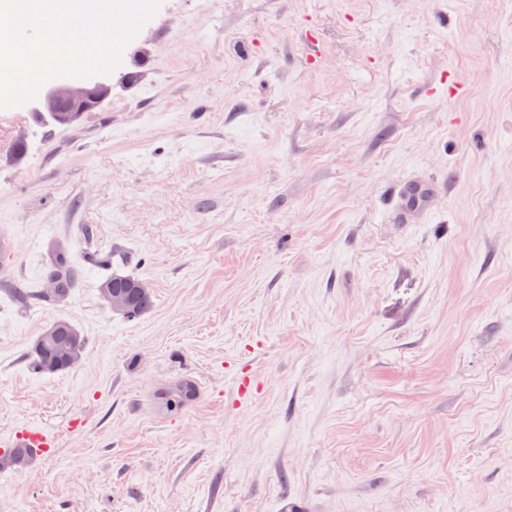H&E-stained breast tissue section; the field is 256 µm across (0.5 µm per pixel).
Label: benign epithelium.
Listing matches in <instances>:
<instances>
[{"instance_id": "benign-epithelium-1", "label": "benign epithelium", "mask_w": 512, "mask_h": 512, "mask_svg": "<svg viewBox=\"0 0 512 512\" xmlns=\"http://www.w3.org/2000/svg\"><path fill=\"white\" fill-rule=\"evenodd\" d=\"M102 79L101 75L63 81L52 79L41 87L40 95L36 98L37 105L31 110L45 112L50 119L59 123L69 122L98 105ZM150 290L146 281L115 286L103 290L102 300L112 308L113 314L130 318L135 314L137 299ZM64 335L65 328L52 323L45 328L44 335L36 345L44 366L50 370L71 368L82 360L84 347L78 346L75 337L61 341Z\"/></svg>"}]
</instances>
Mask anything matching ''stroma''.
I'll return each mask as SVG.
<instances>
[{"instance_id":"obj_1","label":"stroma","mask_w":512,"mask_h":512,"mask_svg":"<svg viewBox=\"0 0 512 512\" xmlns=\"http://www.w3.org/2000/svg\"><path fill=\"white\" fill-rule=\"evenodd\" d=\"M9 112L7 278L36 286L56 240L82 263L84 225L155 306L112 314L89 266L61 305L0 294V451L52 438L0 470V512H512L498 0H161L98 107ZM413 171L446 194L393 223ZM58 320L83 359L36 374ZM195 393V386L190 381H180L159 390L156 398L169 412L179 411Z\"/></svg>"}]
</instances>
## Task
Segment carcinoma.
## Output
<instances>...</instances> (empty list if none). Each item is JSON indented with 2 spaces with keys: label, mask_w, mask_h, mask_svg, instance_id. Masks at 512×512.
I'll return each instance as SVG.
<instances>
[{
  "label": "carcinoma",
  "mask_w": 512,
  "mask_h": 512,
  "mask_svg": "<svg viewBox=\"0 0 512 512\" xmlns=\"http://www.w3.org/2000/svg\"><path fill=\"white\" fill-rule=\"evenodd\" d=\"M86 245L85 263L101 272L97 288H103L113 283L136 282L139 277L120 275L112 272V252L104 253L96 248L91 231L82 230ZM55 281V291L47 293L43 288H29L25 283L16 280L0 282V289L7 292L15 301L26 303L31 299H50L55 304L68 301L72 292L82 281V270L71 259L68 246L56 242L49 246L45 258L43 280ZM195 393V386L189 381H180L159 390L156 398L169 412L179 411Z\"/></svg>",
  "instance_id": "cac0c4a2"
}]
</instances>
